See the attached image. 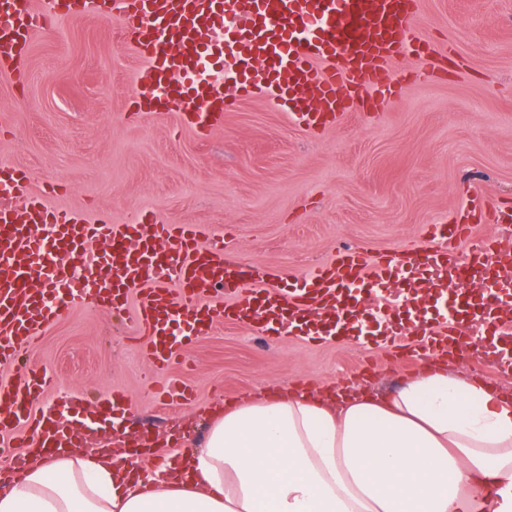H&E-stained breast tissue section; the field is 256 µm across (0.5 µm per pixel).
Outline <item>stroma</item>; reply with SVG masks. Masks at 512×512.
I'll return each instance as SVG.
<instances>
[{
  "label": "stroma",
  "mask_w": 512,
  "mask_h": 512,
  "mask_svg": "<svg viewBox=\"0 0 512 512\" xmlns=\"http://www.w3.org/2000/svg\"><path fill=\"white\" fill-rule=\"evenodd\" d=\"M415 28L443 53L442 81H416L417 57L395 67L401 90L378 112H351L313 134L257 98L199 136L179 110L133 112L142 62L121 25L95 15L36 28L27 82L0 72V164L28 170L48 203L121 222L149 213L224 237L235 261L301 279L337 251L369 256L422 240L471 190L512 206V0H421ZM52 372L57 393L125 395L124 438L200 449L211 406L301 381L388 394L418 362L335 337L268 336L217 319L179 364L151 370L127 315L85 301L23 355ZM182 381L190 398L160 401L152 384Z\"/></svg>",
  "instance_id": "stroma-1"
}]
</instances>
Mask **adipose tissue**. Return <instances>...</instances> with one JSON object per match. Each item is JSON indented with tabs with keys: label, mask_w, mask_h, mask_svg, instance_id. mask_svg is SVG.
<instances>
[{
	"label": "adipose tissue",
	"mask_w": 512,
	"mask_h": 512,
	"mask_svg": "<svg viewBox=\"0 0 512 512\" xmlns=\"http://www.w3.org/2000/svg\"><path fill=\"white\" fill-rule=\"evenodd\" d=\"M0 512H512V395L426 361L384 397L266 390L146 478L108 452L35 456Z\"/></svg>",
	"instance_id": "adipose-tissue-1"
}]
</instances>
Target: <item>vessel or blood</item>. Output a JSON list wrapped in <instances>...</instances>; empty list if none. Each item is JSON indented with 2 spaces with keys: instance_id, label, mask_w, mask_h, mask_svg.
Segmentation results:
<instances>
[{
  "instance_id": "obj_1",
  "label": "vessel or blood",
  "mask_w": 512,
  "mask_h": 512,
  "mask_svg": "<svg viewBox=\"0 0 512 512\" xmlns=\"http://www.w3.org/2000/svg\"><path fill=\"white\" fill-rule=\"evenodd\" d=\"M419 0H0V55L22 83L34 27L55 18L94 14L119 21L145 62L130 107L148 112L177 106L200 133L220 124L242 99L264 98L293 121L318 131L346 113L375 109L396 96L395 61L414 54L416 78L435 76L429 43L412 27ZM233 94H225V84ZM28 172L0 168V367L13 365L29 342L87 298L131 312L154 367L180 360L182 345L217 317L279 332L296 329L319 341L338 320H376V335L397 348L416 337L418 352H450L481 329L476 356L490 375H512V238L479 236L491 207L472 195L451 221L431 224V244L413 242L374 259L347 249L301 281L265 288L267 273L200 243L194 224H164L139 215L125 223L87 220L50 207L29 192ZM491 214V213H490ZM102 253L87 257L90 241ZM397 296H381L386 285ZM224 292L222 308L208 301ZM443 315H430V308ZM52 384L29 370L0 384V413L11 426L39 429L54 410L32 408Z\"/></svg>"
}]
</instances>
